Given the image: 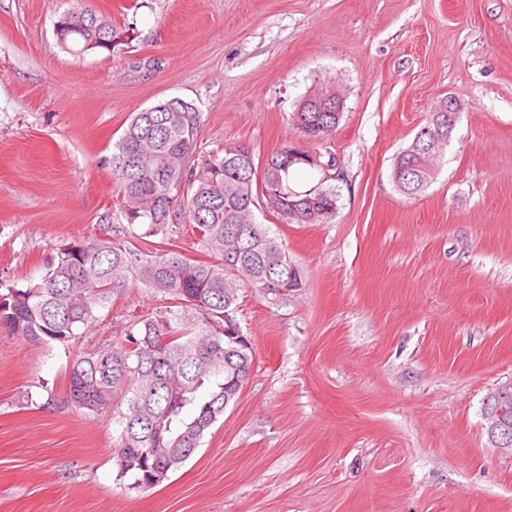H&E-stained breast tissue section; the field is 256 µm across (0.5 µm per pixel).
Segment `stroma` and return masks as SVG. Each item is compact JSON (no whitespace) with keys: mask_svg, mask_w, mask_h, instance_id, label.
<instances>
[{"mask_svg":"<svg viewBox=\"0 0 512 512\" xmlns=\"http://www.w3.org/2000/svg\"><path fill=\"white\" fill-rule=\"evenodd\" d=\"M68 6L121 44L62 50ZM323 80L345 108L315 142L291 115ZM449 95L439 171L408 198L394 160ZM171 97L202 114L198 154L335 159L336 215L261 217L305 281L275 305L241 291L253 372L154 489L117 484L115 417L61 405L73 350L0 332V512H512V457L483 429L512 378V0H0V284L105 235L119 197L100 159ZM133 246L206 258L185 221ZM160 305L127 289L82 348Z\"/></svg>","mask_w":512,"mask_h":512,"instance_id":"1","label":"stroma"}]
</instances>
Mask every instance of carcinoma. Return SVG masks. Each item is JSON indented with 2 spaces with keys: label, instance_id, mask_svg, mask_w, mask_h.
I'll return each instance as SVG.
<instances>
[{
  "label": "carcinoma",
  "instance_id": "obj_1",
  "mask_svg": "<svg viewBox=\"0 0 512 512\" xmlns=\"http://www.w3.org/2000/svg\"><path fill=\"white\" fill-rule=\"evenodd\" d=\"M58 22L61 47L76 55L88 43L106 51L118 45L112 25L89 10H65ZM304 116L308 124L298 132L314 141L328 139L340 123L313 109ZM201 123L198 108L179 97L134 113L102 160L120 197L111 236L64 246L24 288L0 283V329L33 345L74 346L131 284L165 301L162 310L127 318L119 335L75 355L68 370L66 403L92 415L118 414L117 483L128 490L155 488L154 470L172 453L174 468L184 464L224 415L227 384L249 380L254 355L224 333V314L235 315L240 291L254 288L274 305L302 285V268L255 212L285 224H321L337 211L339 194L327 184L332 176L306 191L290 187V175L310 164L288 161L286 147L261 164L242 146L196 157ZM436 128L443 156L448 117L435 108L396 161L409 167L396 187L410 198L435 177L419 143ZM181 217L197 228L200 250L216 263L175 249L130 247L132 239L168 235Z\"/></svg>",
  "mask_w": 512,
  "mask_h": 512
}]
</instances>
